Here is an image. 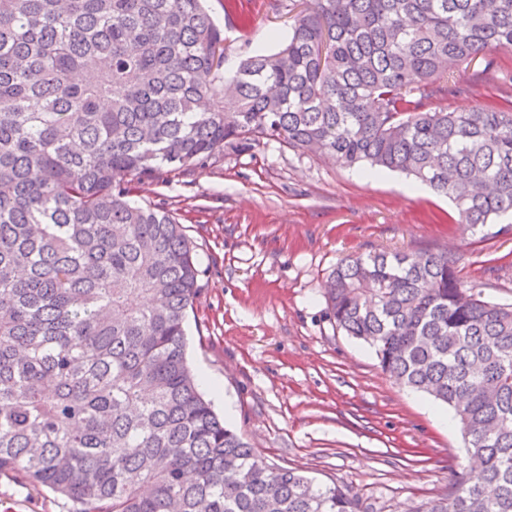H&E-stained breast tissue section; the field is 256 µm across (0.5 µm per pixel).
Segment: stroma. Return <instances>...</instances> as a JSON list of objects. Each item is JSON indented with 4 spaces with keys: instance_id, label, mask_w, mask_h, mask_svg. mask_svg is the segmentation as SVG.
<instances>
[{
    "instance_id": "stroma-1",
    "label": "stroma",
    "mask_w": 512,
    "mask_h": 512,
    "mask_svg": "<svg viewBox=\"0 0 512 512\" xmlns=\"http://www.w3.org/2000/svg\"><path fill=\"white\" fill-rule=\"evenodd\" d=\"M226 68L288 36L300 0H206ZM454 69L462 92L431 107L497 106L512 51ZM193 243L200 292L187 358L216 412L267 463L358 496L364 512H416L446 498L467 464L453 411L396 384L373 349L331 320L324 288L341 259L378 250L461 257L466 285L512 303V229L483 239L447 224L451 202L393 172L365 178L274 138L223 150L190 174L139 185ZM0 512H68L64 498L0 475Z\"/></svg>"
}]
</instances>
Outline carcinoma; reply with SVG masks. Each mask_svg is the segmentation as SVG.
Wrapping results in <instances>:
<instances>
[{
    "instance_id": "cac0c4a2",
    "label": "carcinoma",
    "mask_w": 512,
    "mask_h": 512,
    "mask_svg": "<svg viewBox=\"0 0 512 512\" xmlns=\"http://www.w3.org/2000/svg\"><path fill=\"white\" fill-rule=\"evenodd\" d=\"M224 75L203 0H0V474L72 512H363L273 468L186 360L198 261L137 185L275 137L413 177L450 224L512 217V101L428 110L451 68L512 50V0H303ZM446 251L374 252L326 301L398 384L452 408L479 463L421 512H512V304Z\"/></svg>"
}]
</instances>
